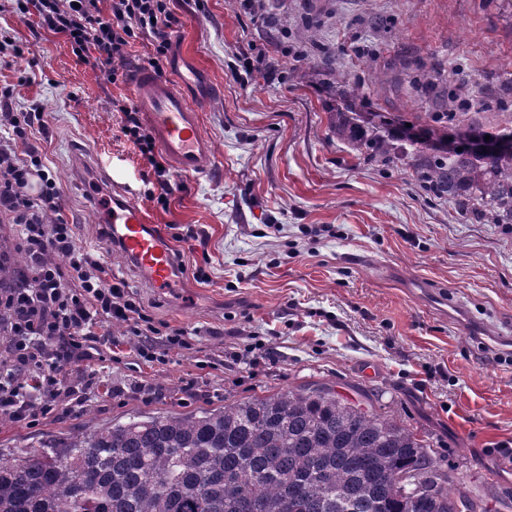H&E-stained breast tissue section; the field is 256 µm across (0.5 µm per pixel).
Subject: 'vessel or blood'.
Instances as JSON below:
<instances>
[{"label": "vessel or blood", "mask_w": 512, "mask_h": 512, "mask_svg": "<svg viewBox=\"0 0 512 512\" xmlns=\"http://www.w3.org/2000/svg\"><path fill=\"white\" fill-rule=\"evenodd\" d=\"M132 84L146 125L173 170L210 173L216 156L202 131L201 112L215 95L213 82L190 63L171 78L147 69L138 71ZM108 181L112 211L104 221L115 245L138 264L152 287L169 288L177 280L172 252L162 235L150 229L144 211L131 201L119 175L109 174Z\"/></svg>", "instance_id": "1"}]
</instances>
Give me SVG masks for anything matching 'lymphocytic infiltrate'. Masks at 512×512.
<instances>
[{
    "mask_svg": "<svg viewBox=\"0 0 512 512\" xmlns=\"http://www.w3.org/2000/svg\"><path fill=\"white\" fill-rule=\"evenodd\" d=\"M10 0L20 18L36 15L41 30L61 35L73 53L92 60L105 79L124 78L115 61L124 59L140 39H151L147 59L163 73L180 20L167 0ZM119 133L153 168L148 201L168 205L182 183L163 167L149 130L137 109L118 102ZM36 111L0 116V217H6L15 250L26 263L16 284L0 287V418L33 427L48 415H79L91 402L92 376L73 383V365L93 357L100 347L116 349L113 323L125 324L145 362L166 364L168 353L188 347L183 330L155 339L156 328L124 281L77 244V226L63 216L61 190L47 170L43 152L30 141L42 125Z\"/></svg>",
    "mask_w": 512,
    "mask_h": 512,
    "instance_id": "lymphocytic-infiltrate-1",
    "label": "lymphocytic infiltrate"
}]
</instances>
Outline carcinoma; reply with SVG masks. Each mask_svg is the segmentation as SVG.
Segmentation results:
<instances>
[{
	"label": "carcinoma",
	"mask_w": 512,
	"mask_h": 512,
	"mask_svg": "<svg viewBox=\"0 0 512 512\" xmlns=\"http://www.w3.org/2000/svg\"><path fill=\"white\" fill-rule=\"evenodd\" d=\"M452 150L411 153L368 136L344 112L332 132L486 224H512V128L475 116ZM408 426L324 385L190 412L135 414L0 456V512H487Z\"/></svg>",
	"instance_id": "obj_1"
}]
</instances>
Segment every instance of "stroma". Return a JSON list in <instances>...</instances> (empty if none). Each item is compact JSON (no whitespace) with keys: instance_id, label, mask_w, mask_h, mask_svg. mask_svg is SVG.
Masks as SVG:
<instances>
[{"instance_id":"obj_1","label":"stroma","mask_w":512,"mask_h":512,"mask_svg":"<svg viewBox=\"0 0 512 512\" xmlns=\"http://www.w3.org/2000/svg\"><path fill=\"white\" fill-rule=\"evenodd\" d=\"M180 19L165 68L191 62L220 92L203 114L217 165L187 175L168 206L148 202L151 172L120 138L110 83L54 35L0 12V29L26 45L0 67L14 111L44 114L35 130L79 243L124 280L160 333L184 330L191 348L150 369L125 344L91 363L100 381L90 416L24 428L0 420V452L39 446L87 424L134 413L189 412L306 384L372 406L425 436L463 481L512 501V226L484 224L426 193L410 169L382 166L329 131L345 112L369 132L408 122L419 146L446 140L437 96L474 92L487 122L512 121V6L504 0H169ZM336 67L351 87L325 72ZM124 174L132 200L183 251L187 278L161 292L113 248L99 221L90 160ZM208 240L187 250L185 236ZM418 280L461 303L466 318L408 292ZM261 343L258 365L237 355ZM223 370L198 369L201 360ZM374 365L375 374L364 372ZM195 381V393L181 397ZM162 387L145 401L115 387Z\"/></svg>"}]
</instances>
